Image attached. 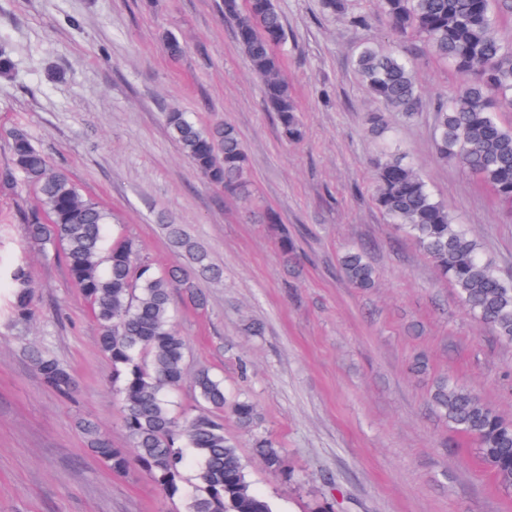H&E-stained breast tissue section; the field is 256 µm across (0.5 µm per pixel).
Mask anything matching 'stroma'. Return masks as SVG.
<instances>
[{"label":"stroma","mask_w":512,"mask_h":512,"mask_svg":"<svg viewBox=\"0 0 512 512\" xmlns=\"http://www.w3.org/2000/svg\"><path fill=\"white\" fill-rule=\"evenodd\" d=\"M357 27L322 0H277L284 70L304 130L286 140L262 85L224 19L223 0H0V49L15 63L0 80V270L25 261L35 285L30 320L6 318L0 287V512H187L150 477L110 472L84 446L80 422L127 445L112 362L61 259L30 246L33 187L14 173L8 133L19 128L54 167L114 215L108 238L135 240L154 266L179 256L162 227L182 225L221 276L199 280L204 309L178 304L186 373L209 369L228 396L247 394L259 431L285 460L266 471L232 417L224 431L275 512H512V488L481 463L475 443L428 403L436 381L458 378L512 419V345L474 320L451 282L373 202V160L407 154L434 195L512 276V207L433 150L436 98L460 74L415 39L391 30L376 0H345ZM177 38L185 51L170 56ZM415 64L422 104L413 119L386 114L377 137L366 118L381 104L350 62L363 44ZM228 123L249 156L255 191L243 201L206 182L169 136L164 115ZM275 213L294 253L284 256ZM365 248L376 270L361 290L338 259ZM56 357L79 391L46 388L27 352Z\"/></svg>","instance_id":"obj_1"}]
</instances>
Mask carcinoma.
Returning <instances> with one entry per match:
<instances>
[{
	"instance_id": "carcinoma-1",
	"label": "carcinoma",
	"mask_w": 512,
	"mask_h": 512,
	"mask_svg": "<svg viewBox=\"0 0 512 512\" xmlns=\"http://www.w3.org/2000/svg\"><path fill=\"white\" fill-rule=\"evenodd\" d=\"M392 30L420 39L437 57L467 80L434 102L437 157L476 175L498 198L512 202V125L501 114L512 109V42L497 32L502 15H512V0H378ZM224 18L233 22L236 40L260 80L267 103L288 138L303 133L278 47L285 31L276 0H224ZM360 83L388 112L413 117L421 94L413 62L395 52L365 44L352 60ZM171 138L210 184L247 199L252 193L242 139L230 124L202 126L185 112L164 115ZM13 170L40 196V211L28 217L25 234L42 248L62 251L70 276L81 288L98 328V345L112 361V379L121 400L129 448H115L92 421L80 424L90 452L116 474L132 466L146 472L168 498L182 494L186 449L200 460L188 512H274L270 499L256 493L248 463L224 434V410L248 430L259 415L247 398L228 401L224 384L208 369L193 384L197 410L177 417L169 393L184 379L187 342L180 335L173 295L197 309L206 297L200 277H216L206 250L178 224L165 225L169 242L186 265L158 269L140 260V245L118 238L107 245L112 212L83 196L78 186L55 169L27 132H10ZM375 204L387 220L404 230L449 279L466 311L512 344V279L482 256L480 243L437 200L417 168L397 152L375 160ZM349 283L369 288L376 271L362 249L339 258ZM17 318L32 315L33 286L27 268L10 275ZM28 358L45 386L69 397L76 389L70 371L56 358L31 350ZM435 411L458 432L474 439L485 465L500 485L512 487V420L488 406L467 386L444 377L430 395ZM253 447L263 468L284 471V459L272 440L257 435Z\"/></svg>"
}]
</instances>
